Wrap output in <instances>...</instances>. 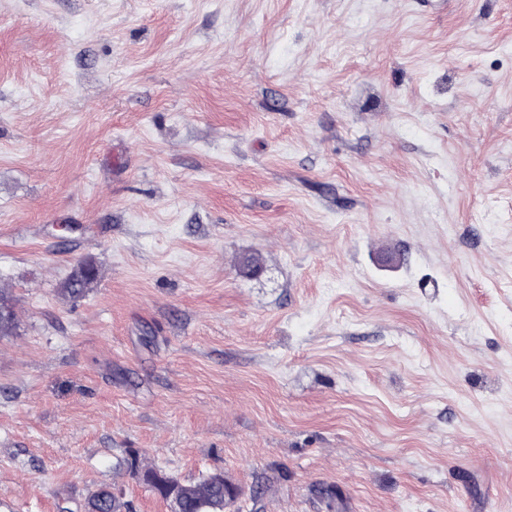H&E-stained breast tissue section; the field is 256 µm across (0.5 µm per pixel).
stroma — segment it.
Segmentation results:
<instances>
[{
    "mask_svg": "<svg viewBox=\"0 0 512 512\" xmlns=\"http://www.w3.org/2000/svg\"><path fill=\"white\" fill-rule=\"evenodd\" d=\"M0 288L14 512H512V0H0ZM215 475H218L216 478ZM183 489L182 512H224L235 501L238 492L234 486L224 480L223 474H209L196 481L181 482ZM225 488L231 487L235 495L227 501L224 498ZM89 502L98 512H121V508L128 509V505L120 502L119 498L106 487L95 491Z\"/></svg>",
    "mask_w": 512,
    "mask_h": 512,
    "instance_id": "obj_1",
    "label": "stroma"
}]
</instances>
